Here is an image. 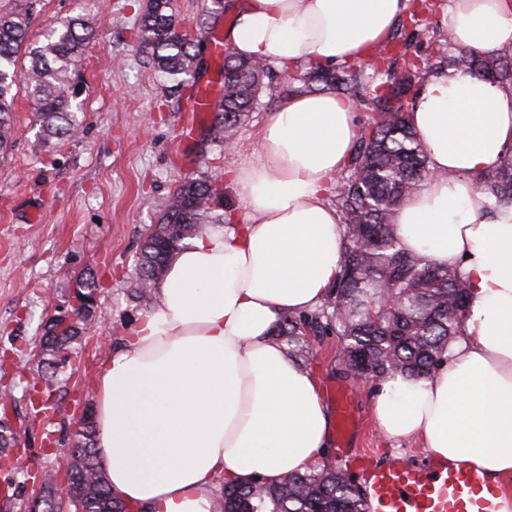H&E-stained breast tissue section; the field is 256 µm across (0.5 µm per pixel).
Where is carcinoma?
Returning <instances> with one entry per match:
<instances>
[{"mask_svg": "<svg viewBox=\"0 0 512 512\" xmlns=\"http://www.w3.org/2000/svg\"><path fill=\"white\" fill-rule=\"evenodd\" d=\"M42 0H18L11 11H0V155L13 147L14 102L18 88L36 106L40 137L51 147L75 137L78 118L76 64L95 37L96 29L82 14L55 23L44 40L33 43L28 32ZM431 0H411L407 20L417 34H428L438 23L429 21ZM226 13L224 0H202L201 28L212 30ZM136 38L153 70L171 89L180 91L199 76L202 41L183 29L175 0H147ZM411 44L393 57L389 45L377 47L372 72L353 63L332 69L308 60L297 70L272 72L265 63L224 54L219 70L223 101L209 131L226 145L237 142L240 130L259 98L282 99L333 90L370 110L372 119L360 127L354 150L336 179V208L343 217V269L323 305L299 316L284 317L277 336L300 355L309 351V337H336L345 365L357 377L379 382L407 375L427 377L444 360L466 313L467 287L458 272L441 267L401 247L392 217L404 200L431 176L427 152L407 122L420 84L438 69L468 70L502 85H512V44L495 54L465 47L454 53L424 58ZM476 189L491 200L490 209L512 205V156L495 169L478 175ZM223 190L205 176L184 179L158 224L146 237L138 257L140 275L135 298L152 305V290L162 278L171 254L189 237L210 224L224 223ZM85 303L70 316H54L44 324L40 339L43 365L49 369L67 361L82 343L101 310L99 281L92 273L75 279ZM31 420L54 418L50 384L35 391ZM16 439L8 421H0V459L11 457ZM67 470L76 501L74 512H131L113 493L95 448L91 409L70 442ZM57 470L48 467L39 487L51 512L50 494ZM212 512H366L360 483L323 460L304 474L291 475L277 486L254 482L248 486L224 483Z\"/></svg>", "mask_w": 512, "mask_h": 512, "instance_id": "1", "label": "carcinoma"}]
</instances>
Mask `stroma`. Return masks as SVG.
<instances>
[{
	"label": "stroma",
	"instance_id": "1",
	"mask_svg": "<svg viewBox=\"0 0 512 512\" xmlns=\"http://www.w3.org/2000/svg\"><path fill=\"white\" fill-rule=\"evenodd\" d=\"M144 0H43L29 36L39 39L58 19L94 18L99 29L78 66L83 85L81 134L46 148L38 137L33 109L18 96L14 147L0 158V353L14 362L0 369V391L10 390L25 410L26 390L39 382V341L45 320L68 308L79 273L95 270L100 280L102 320L57 372L53 400L65 414L93 402L95 379L108 354L129 334L146 309L134 297L141 245L165 203L190 173L223 176L237 147L203 140L199 157L186 158L178 134L190 95H169L166 82L147 62L134 37ZM303 365L321 391L340 386L354 394L358 430L354 452L380 465L420 461L412 441L381 435L374 422L375 382L349 376L335 337L314 342ZM21 453L12 477L18 494L10 512L33 492L30 474L51 462L42 433L18 427Z\"/></svg>",
	"mask_w": 512,
	"mask_h": 512
}]
</instances>
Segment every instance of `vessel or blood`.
I'll return each mask as SVG.
<instances>
[{"mask_svg": "<svg viewBox=\"0 0 512 512\" xmlns=\"http://www.w3.org/2000/svg\"><path fill=\"white\" fill-rule=\"evenodd\" d=\"M213 101L212 86L199 85L191 103L198 123L210 121ZM354 422L351 397L340 393L336 404L339 433L348 434ZM337 454L363 477L370 512H500L502 507L499 486L475 466L433 462L376 466L368 457L350 456L345 448Z\"/></svg>", "mask_w": 512, "mask_h": 512, "instance_id": "b4317fda", "label": "vessel or blood"}]
</instances>
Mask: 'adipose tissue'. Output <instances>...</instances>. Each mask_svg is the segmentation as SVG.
Segmentation results:
<instances>
[{
	"instance_id": "1",
	"label": "adipose tissue",
	"mask_w": 512,
	"mask_h": 512,
	"mask_svg": "<svg viewBox=\"0 0 512 512\" xmlns=\"http://www.w3.org/2000/svg\"><path fill=\"white\" fill-rule=\"evenodd\" d=\"M409 0H233L229 51L280 69L366 59ZM449 39L492 54L512 44V0H451ZM356 104L325 90L266 112L258 152L224 170L241 210L169 259L154 305L111 350L95 386V448L113 493L137 512H211L214 479L275 486L329 450L332 412L291 360L281 319L314 311L341 273L342 215L327 199L358 135ZM433 178L393 221L406 251L465 280L451 359L396 376L373 414L433 460L512 475V206L489 211L475 174L512 155V87L440 70L408 114Z\"/></svg>"
}]
</instances>
